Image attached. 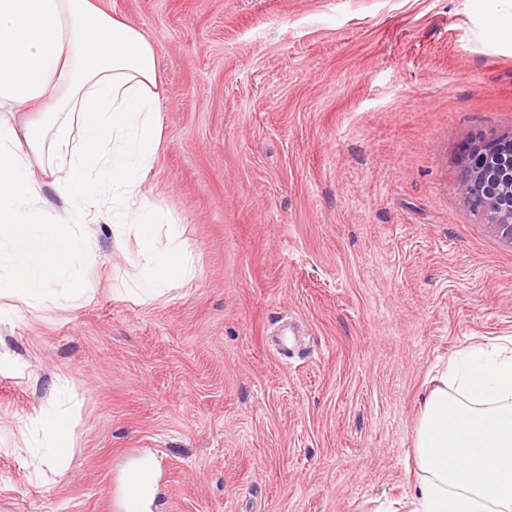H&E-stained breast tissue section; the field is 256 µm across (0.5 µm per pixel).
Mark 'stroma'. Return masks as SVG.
Returning a JSON list of instances; mask_svg holds the SVG:
<instances>
[{"instance_id": "stroma-1", "label": "stroma", "mask_w": 512, "mask_h": 512, "mask_svg": "<svg viewBox=\"0 0 512 512\" xmlns=\"http://www.w3.org/2000/svg\"><path fill=\"white\" fill-rule=\"evenodd\" d=\"M99 5L156 47L142 191L194 276L128 296L141 243L105 202L81 300L0 291V512H128L145 458L152 512H410L430 377L512 338V244L461 187L477 135H512L489 0ZM46 438L45 448H48V460L55 466L65 463V450L71 435V425L64 415H47L39 420Z\"/></svg>"}]
</instances>
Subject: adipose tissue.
<instances>
[{
  "label": "adipose tissue",
  "mask_w": 512,
  "mask_h": 512,
  "mask_svg": "<svg viewBox=\"0 0 512 512\" xmlns=\"http://www.w3.org/2000/svg\"><path fill=\"white\" fill-rule=\"evenodd\" d=\"M159 85L152 41L96 0H0V288L39 302L52 274L81 278V228L103 199L116 241L132 226L144 246L149 273L133 294L192 277L177 225L156 245L162 216L141 192L159 151ZM415 463L412 512H512V345L466 350L432 377Z\"/></svg>",
  "instance_id": "obj_1"
}]
</instances>
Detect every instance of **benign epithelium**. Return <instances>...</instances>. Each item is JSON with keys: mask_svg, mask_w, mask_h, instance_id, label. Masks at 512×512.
I'll return each mask as SVG.
<instances>
[{"mask_svg": "<svg viewBox=\"0 0 512 512\" xmlns=\"http://www.w3.org/2000/svg\"><path fill=\"white\" fill-rule=\"evenodd\" d=\"M463 194L498 235L512 243V137L480 140L468 153Z\"/></svg>", "mask_w": 512, "mask_h": 512, "instance_id": "1", "label": "benign epithelium"}]
</instances>
